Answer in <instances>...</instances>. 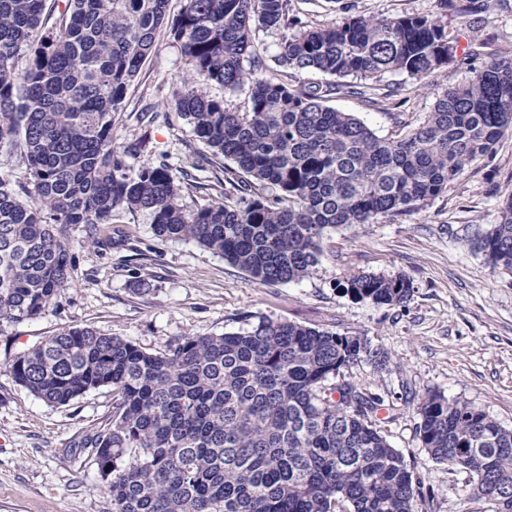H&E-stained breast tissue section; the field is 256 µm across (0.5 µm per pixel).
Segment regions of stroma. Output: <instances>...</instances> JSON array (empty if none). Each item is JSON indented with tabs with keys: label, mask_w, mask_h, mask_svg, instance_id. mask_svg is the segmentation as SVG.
Instances as JSON below:
<instances>
[{
	"label": "stroma",
	"mask_w": 512,
	"mask_h": 512,
	"mask_svg": "<svg viewBox=\"0 0 512 512\" xmlns=\"http://www.w3.org/2000/svg\"><path fill=\"white\" fill-rule=\"evenodd\" d=\"M452 2L455 11L446 13L440 0H293L295 14L311 26L337 25L351 13H444L459 30L458 51L447 66L419 80L404 73L386 76L404 100L399 116L350 96H332L328 106L353 113L385 136L395 119L418 122L438 92L466 80L468 45L512 57V0H500L488 13L480 10L481 0ZM186 74L179 43L160 30L112 136L130 172L163 161L195 176L202 190L182 199L191 211L206 203L204 186L220 175L224 159L192 137L175 107ZM147 108L157 113L150 123L138 118ZM510 192L512 132L424 210L336 230L309 276L270 286L255 284L194 242L157 236L145 211H115L111 241L104 245L86 225L68 226L69 288L39 318L0 322V512H112L92 457L72 446L111 415V390L88 392L67 407L48 405L15 382L11 365L17 356L71 327L158 352L184 336L236 333L263 318L365 336L388 352L389 370L362 362L341 370V379L382 396L409 397L410 407L398 418L381 421L383 434L431 492L429 512H476L468 474L424 451L414 405L436 391L512 428V271L490 267L471 247L478 233L498 223ZM358 270L405 275L413 293L400 306L353 299L338 283Z\"/></svg>",
	"instance_id": "35a3bbf8"
}]
</instances>
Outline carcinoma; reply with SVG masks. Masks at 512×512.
<instances>
[{
	"instance_id": "cac0c4a2",
	"label": "carcinoma",
	"mask_w": 512,
	"mask_h": 512,
	"mask_svg": "<svg viewBox=\"0 0 512 512\" xmlns=\"http://www.w3.org/2000/svg\"><path fill=\"white\" fill-rule=\"evenodd\" d=\"M169 0H0V152L25 164L28 185L0 177V322L40 317L69 287L65 229L147 211L159 236L221 255L259 285L299 280L324 238L351 224L423 210L512 130V58L491 56L436 97L404 133L379 136L332 95L383 106L390 73L420 79L448 64L458 36L443 17L349 16L310 27L292 0H182L170 27L189 77L176 106L192 136L228 164L191 213L200 185L165 162L130 174L112 138L127 91L168 19ZM282 37L277 65L338 81L292 88L253 78L265 66L258 32ZM27 66H16L21 51ZM248 86L247 108L210 96ZM512 269V193L474 241ZM354 299L405 303L403 275L353 272ZM389 357L364 336L264 319L238 333L185 336L161 352L92 328L47 337L11 364L15 381L66 407L112 390V420L77 447L94 459L112 512H427L421 481L378 428L398 406L345 381ZM338 397H333V394ZM422 447L470 477L472 497L512 512V429L465 401L430 394L418 407Z\"/></svg>"
}]
</instances>
